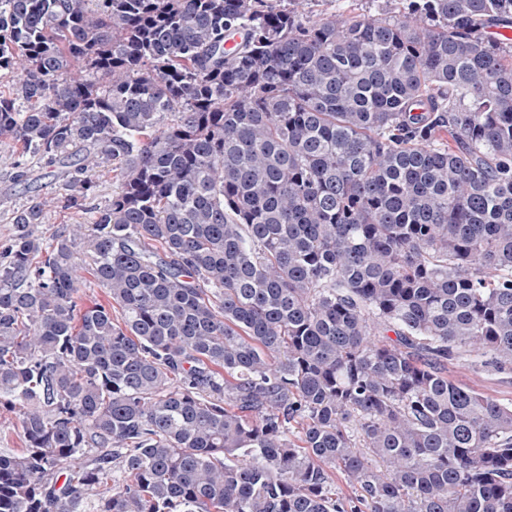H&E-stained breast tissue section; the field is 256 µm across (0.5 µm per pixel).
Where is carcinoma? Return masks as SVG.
<instances>
[{
	"mask_svg": "<svg viewBox=\"0 0 512 512\" xmlns=\"http://www.w3.org/2000/svg\"><path fill=\"white\" fill-rule=\"evenodd\" d=\"M306 4L0 0V512H512V0ZM306 11L312 15L329 16L334 13H354L365 9V2L360 0H309ZM18 160V152L12 139L0 136V244L12 232L9 218L13 210L25 205L29 195H51L58 186L57 169L33 166L29 174L32 189L31 192H26L23 186L14 184L12 180ZM91 174L95 188L87 205L90 208L103 209L112 202V194L119 190L120 182L115 177V172H112L110 163L103 164ZM85 215L82 213H72L64 216L63 213L51 210L48 211L44 216V224L41 229L45 233V236H50L62 229L64 224H76L84 221ZM451 374L456 380L467 383L502 403L512 402V374L502 375L486 370L474 373L465 365L451 368ZM17 411L9 412L0 407V453L16 454L24 447L17 428Z\"/></svg>",
	"mask_w": 512,
	"mask_h": 512,
	"instance_id": "obj_1",
	"label": "carcinoma"
}]
</instances>
